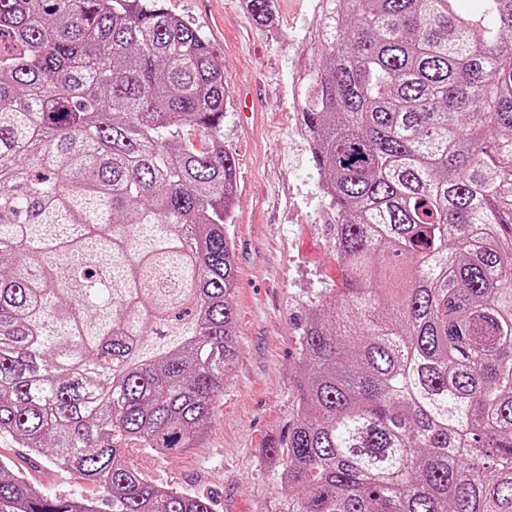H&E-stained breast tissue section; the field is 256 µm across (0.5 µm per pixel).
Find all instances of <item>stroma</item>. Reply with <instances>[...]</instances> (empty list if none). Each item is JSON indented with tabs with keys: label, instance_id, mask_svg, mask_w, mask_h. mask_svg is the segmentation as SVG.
Listing matches in <instances>:
<instances>
[{
	"label": "stroma",
	"instance_id": "1",
	"mask_svg": "<svg viewBox=\"0 0 512 512\" xmlns=\"http://www.w3.org/2000/svg\"><path fill=\"white\" fill-rule=\"evenodd\" d=\"M199 29L224 68V147L236 160L233 242L240 356L215 416L192 447L172 457L129 451L148 479L211 496L216 512H260L272 476L261 450L288 428L305 303L337 288L335 213L320 200L319 176L294 91L309 63L301 38L315 27L314 0H277L279 25L261 28L243 0H163ZM0 459L49 496L101 499L100 489L0 437Z\"/></svg>",
	"mask_w": 512,
	"mask_h": 512
}]
</instances>
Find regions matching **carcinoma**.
<instances>
[{
  "label": "carcinoma",
  "mask_w": 512,
  "mask_h": 512,
  "mask_svg": "<svg viewBox=\"0 0 512 512\" xmlns=\"http://www.w3.org/2000/svg\"><path fill=\"white\" fill-rule=\"evenodd\" d=\"M275 24L274 0H245ZM297 83L343 287L305 305L271 512H512V0H319ZM224 71L162 0H0V512H215L132 468L239 356ZM0 459L9 463L15 472L48 496H62L100 500V489L80 476L55 465L43 454L30 455L26 448H19L10 437H0Z\"/></svg>",
  "instance_id": "cac0c4a2"
}]
</instances>
